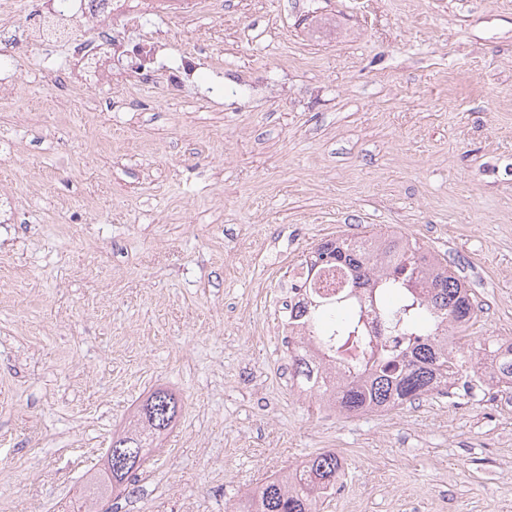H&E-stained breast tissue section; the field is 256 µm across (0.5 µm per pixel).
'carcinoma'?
<instances>
[{
  "label": "carcinoma",
  "instance_id": "1",
  "mask_svg": "<svg viewBox=\"0 0 512 512\" xmlns=\"http://www.w3.org/2000/svg\"><path fill=\"white\" fill-rule=\"evenodd\" d=\"M315 267L328 258L336 263V288L374 289V311L386 330L378 344L366 335L361 307L319 303L309 318L326 362L349 357L348 375L326 387L336 408L347 415L384 412L433 396L447 395L459 384L473 389L467 377L484 375L487 388L512 391V341L468 335L478 306L471 289L438 256L400 233L345 237L319 244ZM178 398L158 389L141 405L128 427L112 435V475L94 476L84 499L72 512H88L84 501L127 489L137 477L135 458L151 448L180 413ZM303 477L291 470L243 496L236 512H320L326 490L344 475V459L334 451L310 457Z\"/></svg>",
  "mask_w": 512,
  "mask_h": 512
}]
</instances>
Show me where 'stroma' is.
I'll list each match as a JSON object with an SVG mask.
<instances>
[{
    "label": "stroma",
    "instance_id": "stroma-1",
    "mask_svg": "<svg viewBox=\"0 0 512 512\" xmlns=\"http://www.w3.org/2000/svg\"><path fill=\"white\" fill-rule=\"evenodd\" d=\"M202 67L59 92L62 45L13 46L0 97V512L84 491L154 390L183 408L107 512H229L308 456L321 512H512V401L485 390L348 416L299 395L277 295L317 244L390 226L512 337V0H200L163 25Z\"/></svg>",
    "mask_w": 512,
    "mask_h": 512
}]
</instances>
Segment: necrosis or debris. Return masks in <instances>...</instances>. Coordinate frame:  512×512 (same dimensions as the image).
Segmentation results:
<instances>
[{
	"mask_svg": "<svg viewBox=\"0 0 512 512\" xmlns=\"http://www.w3.org/2000/svg\"><path fill=\"white\" fill-rule=\"evenodd\" d=\"M38 8L39 21L25 36L71 46L79 69L65 76L66 91L123 89L145 76L175 99L198 64L194 51L165 63L166 42L146 27L154 18L192 17L196 0H40Z\"/></svg>",
	"mask_w": 512,
	"mask_h": 512,
	"instance_id": "obj_1",
	"label": "necrosis or debris"
}]
</instances>
